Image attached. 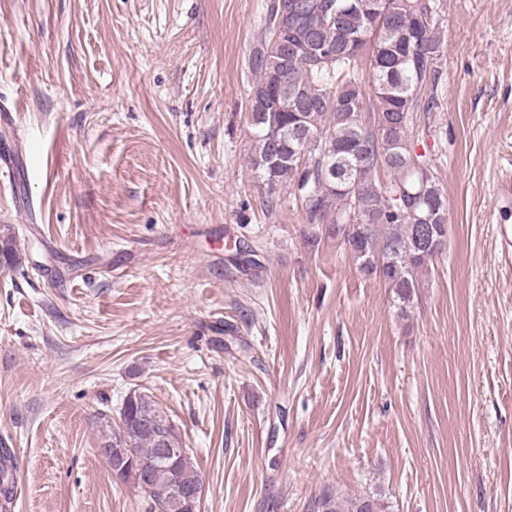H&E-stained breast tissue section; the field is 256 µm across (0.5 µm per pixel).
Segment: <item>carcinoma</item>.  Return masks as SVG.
I'll use <instances>...</instances> for the list:
<instances>
[{
    "mask_svg": "<svg viewBox=\"0 0 512 512\" xmlns=\"http://www.w3.org/2000/svg\"><path fill=\"white\" fill-rule=\"evenodd\" d=\"M440 0H274L266 34L250 55L252 152L248 165L277 204L278 186L303 197L307 223L331 224L357 269L382 280L401 312L432 258L421 256V224H443L446 199L412 134L423 86L441 55ZM297 45L288 50V43ZM371 94L356 69L368 43ZM297 105L289 107L290 98ZM300 126L304 139L289 136ZM391 173L382 187L380 168ZM20 261L14 241L0 239V266ZM99 443L113 456L130 455L146 475L150 508L187 512L173 497L181 486L203 485L175 425L147 394L132 393L119 421H98ZM174 448L163 460L159 449ZM314 512H384L371 496L342 497L326 488Z\"/></svg>",
    "mask_w": 512,
    "mask_h": 512,
    "instance_id": "1",
    "label": "carcinoma"
}]
</instances>
